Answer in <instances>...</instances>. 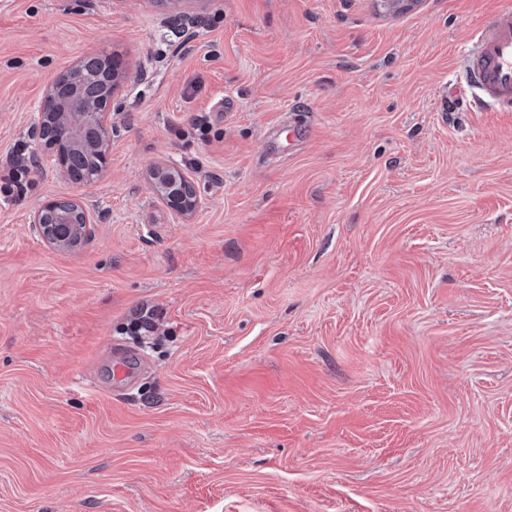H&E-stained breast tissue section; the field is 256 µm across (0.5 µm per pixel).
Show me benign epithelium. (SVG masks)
Listing matches in <instances>:
<instances>
[{"label": "benign epithelium", "instance_id": "obj_1", "mask_svg": "<svg viewBox=\"0 0 512 512\" xmlns=\"http://www.w3.org/2000/svg\"><path fill=\"white\" fill-rule=\"evenodd\" d=\"M85 60L76 61L46 85L43 101L58 99L60 110L46 112L39 106L31 134L51 150V160L60 174L69 177L79 155L93 158L97 172L108 162L112 144V97L122 86L125 75L114 69L106 91L88 96L82 93ZM157 197L182 216L196 211L199 199L195 183L175 166H160L150 175ZM45 244L56 252L79 249L89 235L93 216L84 204L72 197H48L32 215Z\"/></svg>", "mask_w": 512, "mask_h": 512}]
</instances>
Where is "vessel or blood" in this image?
<instances>
[{"instance_id": "obj_1", "label": "vessel or blood", "mask_w": 512, "mask_h": 512, "mask_svg": "<svg viewBox=\"0 0 512 512\" xmlns=\"http://www.w3.org/2000/svg\"><path fill=\"white\" fill-rule=\"evenodd\" d=\"M463 73L475 91L471 109L512 112V10L498 12L479 31L463 59Z\"/></svg>"}]
</instances>
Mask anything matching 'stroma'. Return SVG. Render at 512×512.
<instances>
[{"label": "stroma", "instance_id": "obj_1", "mask_svg": "<svg viewBox=\"0 0 512 512\" xmlns=\"http://www.w3.org/2000/svg\"><path fill=\"white\" fill-rule=\"evenodd\" d=\"M508 6L0 0V164L31 165L0 189V512H512V112L448 99ZM103 50L126 81L76 184L29 128ZM54 195L95 219L77 251L29 222ZM151 187L169 208L185 217L196 211L199 199L195 183L175 166H160L150 175Z\"/></svg>", "mask_w": 512, "mask_h": 512}]
</instances>
